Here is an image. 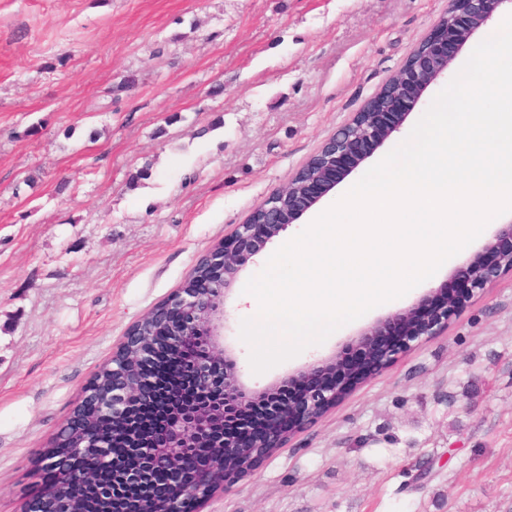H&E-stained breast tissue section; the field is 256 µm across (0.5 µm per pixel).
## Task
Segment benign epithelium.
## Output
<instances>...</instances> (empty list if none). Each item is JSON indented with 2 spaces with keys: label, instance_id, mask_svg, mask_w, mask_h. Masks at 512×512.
Masks as SVG:
<instances>
[{
  "label": "benign epithelium",
  "instance_id": "benign-epithelium-1",
  "mask_svg": "<svg viewBox=\"0 0 512 512\" xmlns=\"http://www.w3.org/2000/svg\"><path fill=\"white\" fill-rule=\"evenodd\" d=\"M512 0H448V8L431 32L413 49L405 64L380 91L353 117L326 138L318 151L298 169L288 183L276 188L242 223L224 236V247L212 249L201 262L224 273V283L198 280L188 276L189 285L175 290L163 303L153 307L134 322L119 347L133 352L127 366L112 353V389L88 390L82 399L113 419L128 416L130 402L157 381V342L166 343V377L177 384L191 378L197 383L202 399L199 411L191 415L171 413L157 425L156 437L143 448L141 428L125 425L129 446L118 460L109 447L100 444L97 458L107 464L112 494L139 478V462H149L165 469L178 482L168 483L169 493L162 496L161 512H201L203 503L216 492L210 482L212 459L218 453L229 456V449L243 448L248 461L241 467L224 465V475L241 472L253 462L282 446L287 438L314 421L318 414L333 407L347 390L337 383L335 369L346 354L338 353L283 378L259 391L247 389L236 362L224 350V298L241 267L256 256L269 240L278 236L316 199L327 194L348 166L359 165L377 145L399 132L406 120V110L417 105L426 89L448 74L452 48L465 44L472 33L486 25L494 14ZM512 222L502 224L493 238L470 254L455 275L467 286L464 295L444 293L435 288L414 305L376 320L364 329L354 350L369 351L376 343L400 330L397 344L385 350L369 372L352 369L351 375L368 379L431 336L448 329L452 317L472 298L485 292L499 277L512 273ZM253 401L269 405L267 427L247 424L236 436H224L218 449L204 450V436L213 418L227 416Z\"/></svg>",
  "mask_w": 512,
  "mask_h": 512
}]
</instances>
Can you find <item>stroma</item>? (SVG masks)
Here are the masks:
<instances>
[{
    "label": "stroma",
    "instance_id": "35a3bbf8",
    "mask_svg": "<svg viewBox=\"0 0 512 512\" xmlns=\"http://www.w3.org/2000/svg\"><path fill=\"white\" fill-rule=\"evenodd\" d=\"M446 0H0V512L129 325L372 98ZM348 172L250 259L224 340L254 389L330 357L433 281L263 374L243 288ZM393 435L394 443L383 441ZM433 472L404 489L417 459ZM204 512H512V274L351 388Z\"/></svg>",
    "mask_w": 512,
    "mask_h": 512
}]
</instances>
